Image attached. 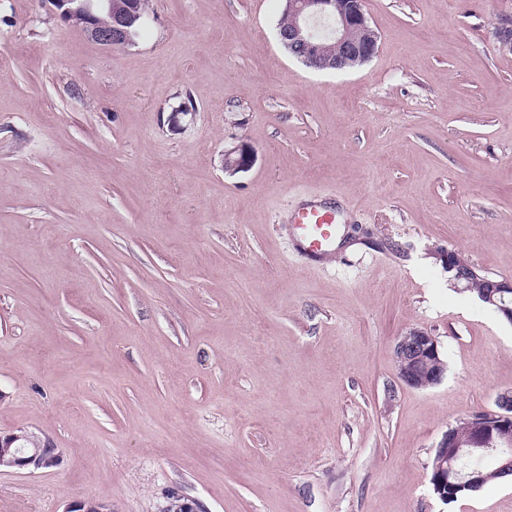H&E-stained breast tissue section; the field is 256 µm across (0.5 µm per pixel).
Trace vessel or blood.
I'll return each mask as SVG.
<instances>
[{
    "instance_id": "obj_1",
    "label": "vessel or blood",
    "mask_w": 512,
    "mask_h": 512,
    "mask_svg": "<svg viewBox=\"0 0 512 512\" xmlns=\"http://www.w3.org/2000/svg\"><path fill=\"white\" fill-rule=\"evenodd\" d=\"M346 221V212L334 203L311 199L289 213L286 229L302 254L317 261L335 254L338 227Z\"/></svg>"
}]
</instances>
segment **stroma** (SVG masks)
I'll return each mask as SVG.
<instances>
[{
	"label": "stroma",
	"instance_id": "1",
	"mask_svg": "<svg viewBox=\"0 0 512 512\" xmlns=\"http://www.w3.org/2000/svg\"><path fill=\"white\" fill-rule=\"evenodd\" d=\"M284 5L151 0L108 49L0 0V432L64 451L0 473V512H512L511 480L430 484L512 391V325L442 258L512 277V0H364L378 48L342 72L281 46ZM311 198L349 217L307 269L284 223ZM413 327L427 389L398 373ZM395 355L400 378L408 386L426 389L444 378L446 366L438 342L424 329L411 328L400 336Z\"/></svg>",
	"mask_w": 512,
	"mask_h": 512
}]
</instances>
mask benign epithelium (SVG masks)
Here are the masks:
<instances>
[{
  "label": "benign epithelium",
  "mask_w": 512,
  "mask_h": 512,
  "mask_svg": "<svg viewBox=\"0 0 512 512\" xmlns=\"http://www.w3.org/2000/svg\"><path fill=\"white\" fill-rule=\"evenodd\" d=\"M54 13L82 30L90 39L105 47L129 42L123 24V11L112 0H47ZM291 20L288 31L277 33L290 55L316 70L344 71L368 61L377 50V34L363 8V0H285ZM110 22L101 25V14ZM448 272L460 292L481 284L482 303L494 307L501 320L512 325V277L489 278L478 272L461 254H446ZM395 355L401 380L414 388L426 389L439 384L446 366L438 342L428 331L411 328L400 336ZM467 436L449 427L438 444L431 484L444 502L458 498L467 489H476L481 469L468 468L466 460L493 456L506 459L503 467L512 468V441L504 433L512 428V391L497 396L496 409L480 412L465 420ZM63 452L48 438L33 431L0 433V472L58 469ZM66 512H112L110 505L93 498L72 501Z\"/></svg>",
  "instance_id": "benign-epithelium-1"
}]
</instances>
